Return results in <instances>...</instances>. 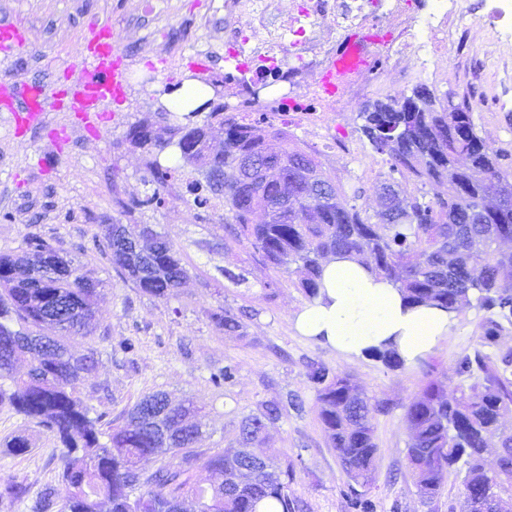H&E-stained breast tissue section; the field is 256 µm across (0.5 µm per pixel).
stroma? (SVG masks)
I'll return each mask as SVG.
<instances>
[{"label": "stroma", "instance_id": "obj_1", "mask_svg": "<svg viewBox=\"0 0 512 512\" xmlns=\"http://www.w3.org/2000/svg\"><path fill=\"white\" fill-rule=\"evenodd\" d=\"M1 15L26 28L40 60L35 72L47 80H55L64 64L76 60L83 32L94 22L111 24L129 64L126 102L108 106L99 134L80 131L74 144L61 152H53L42 136H15L0 121V253L17 252L25 235L37 233L106 283L96 300L95 330L67 339L75 355L92 348L98 352L97 368L81 387L94 413L105 414L118 426L145 394L163 391L175 401L190 398L209 414L199 447L217 451L234 446L243 416L262 402L280 401L283 415L269 424L266 446L271 454L293 462L290 491L299 512H351L345 478L318 420L315 392L306 375V361L317 360L354 376L384 405L373 418L379 446L375 481L364 490L375 512H450L460 507L463 487L454 478L438 500L421 498L406 457L405 407L424 382V366H431L449 389L462 384L456 360L477 347L485 311L463 308L448 341L426 354L423 363L398 368L368 356H345L301 336L293 317L305 296L283 287L268 297L265 284L273 270L255 261L247 247L221 249L224 202L194 205L189 184L198 174L182 165L176 145L149 155L126 139L130 126L139 122L159 130L181 124L180 115L166 112L158 99L185 77L207 85L223 80L229 34L224 0H0ZM483 63L490 74L483 85L470 86L466 72L442 57L409 71L399 91L408 96L421 85L439 97L452 91L468 98L479 136L512 152V72H500L498 56ZM366 106L359 101L334 120L337 137L358 141L360 151L354 156L340 154L309 133L295 115L276 117L273 123L293 133L294 145L314 152L337 184L347 190L363 188L360 203L372 211L376 198L368 171L388 172L390 162L362 138L360 114ZM154 163L176 171L165 188L151 181ZM155 191L162 197L158 206L146 201ZM113 223L154 224L167 233L189 269L182 288L156 298L122 282L106 258L90 247L100 225ZM228 270L243 275L244 283H227ZM221 306L257 310L245 337L225 336L210 322L209 312ZM124 340L134 343L132 352L120 350ZM228 361L236 364V377L216 390L210 377ZM20 433L28 436L31 448L21 456L0 453V481L22 482L29 497L0 505V512H31L34 497L55 476L59 450L53 437L0 406V441Z\"/></svg>", "mask_w": 512, "mask_h": 512}]
</instances>
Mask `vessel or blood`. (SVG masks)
<instances>
[{"label": "vessel or blood", "mask_w": 512, "mask_h": 512, "mask_svg": "<svg viewBox=\"0 0 512 512\" xmlns=\"http://www.w3.org/2000/svg\"><path fill=\"white\" fill-rule=\"evenodd\" d=\"M29 49L21 24L0 18V116L14 134L38 128L52 145L69 141L66 129L49 127L52 112H68L86 129L96 128L105 104L120 105L126 98L128 66L111 25H89L76 63L64 70L63 88L54 84L11 74L14 61ZM365 59L353 46H346L330 69L318 78L323 95L338 92L344 79L355 73Z\"/></svg>", "instance_id": "vessel-or-blood-1"}]
</instances>
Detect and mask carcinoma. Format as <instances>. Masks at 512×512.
<instances>
[{
    "instance_id": "1",
    "label": "carcinoma",
    "mask_w": 512,
    "mask_h": 512,
    "mask_svg": "<svg viewBox=\"0 0 512 512\" xmlns=\"http://www.w3.org/2000/svg\"><path fill=\"white\" fill-rule=\"evenodd\" d=\"M224 153L192 156L209 169L211 196L224 200L227 240L252 249L264 265L288 276V283L308 300L318 297L323 264L331 257L353 258L398 288L411 306L421 304L456 314L472 304L490 312L480 325V345H498L502 321L512 323V213L486 205L493 180L512 175V154L490 147L476 132L469 101L455 93L438 98L427 93L413 107L390 95L363 112L361 132L372 149L386 154L389 174L373 184L377 208L356 204L364 190L348 193L325 175L313 153L286 148L271 153L267 141H288V130L265 119L237 112L221 115ZM244 156L260 164H277L288 181L296 206L278 219L252 222L266 212L273 189L242 182L221 190L215 180ZM306 165L323 181L324 202L303 203L293 165ZM423 186L446 183L447 192L407 190L398 178ZM93 239L112 270L141 293L164 298L177 291L189 270L180 249L154 224L138 234L124 224H101ZM104 281L93 276L51 242L37 234L23 239L18 253L0 254V406L45 428L60 445L57 484L46 485L32 512H257L265 499L281 512H296L289 493L293 465L264 456L263 466L244 484L228 485L239 460L226 452L195 447L204 427L202 409L186 400L172 405L158 422L149 409L167 402L161 392L141 398L119 426L91 416L80 385L97 366L95 352L73 356L63 338L86 335L95 321L92 300ZM222 307L211 321L228 337L247 335L244 318ZM371 357L387 367L403 361L393 348L376 349ZM31 361L27 377L15 376V364ZM512 365V351L500 363L480 350L457 361L456 373L476 378L448 394V386L432 371L406 406L409 429L408 464L416 484L428 498L442 494L452 476L463 486L462 512H480L470 487L493 477L498 497L512 492V379L499 365ZM307 377L316 393V410L339 459L351 508L374 512L372 501L358 488L375 478L378 444L372 414L384 406L371 399L349 376L323 363H307ZM275 401L260 404L239 425V444L258 447L266 425L281 418ZM497 440V461L487 468L491 440ZM29 439L17 434L0 443V451L22 455ZM154 457L159 466L141 476L140 462ZM204 468L211 482H195ZM27 488L18 482L0 484V504L24 500Z\"/></svg>"
}]
</instances>
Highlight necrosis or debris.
<instances>
[{"label": "necrosis or debris", "mask_w": 512, "mask_h": 512, "mask_svg": "<svg viewBox=\"0 0 512 512\" xmlns=\"http://www.w3.org/2000/svg\"><path fill=\"white\" fill-rule=\"evenodd\" d=\"M224 12L237 24L224 82L269 117L294 112L325 122L372 91L394 92L412 62H427L451 40L453 62L467 67L470 84L485 80L472 61L477 47L463 0H288L283 20L278 0H224ZM354 33L370 37L366 65L322 98L315 77Z\"/></svg>", "instance_id": "obj_1"}]
</instances>
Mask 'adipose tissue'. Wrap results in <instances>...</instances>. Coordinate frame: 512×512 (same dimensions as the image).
I'll return each mask as SVG.
<instances>
[{"instance_id":"adipose-tissue-1","label":"adipose tissue","mask_w":512,"mask_h":512,"mask_svg":"<svg viewBox=\"0 0 512 512\" xmlns=\"http://www.w3.org/2000/svg\"><path fill=\"white\" fill-rule=\"evenodd\" d=\"M452 324L444 310L409 307L392 284L340 258L325 262L320 297L295 315L301 335L342 354L363 356L391 339L408 363L447 340Z\"/></svg>"}]
</instances>
